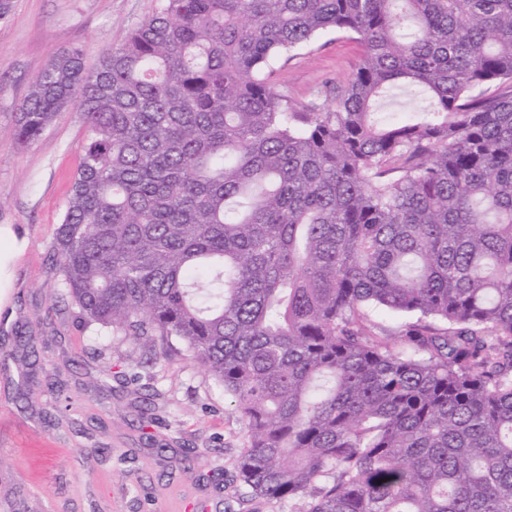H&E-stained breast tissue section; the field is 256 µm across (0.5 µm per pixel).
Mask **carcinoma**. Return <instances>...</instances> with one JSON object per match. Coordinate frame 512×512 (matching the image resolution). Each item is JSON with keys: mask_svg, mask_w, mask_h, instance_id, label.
Here are the masks:
<instances>
[{"mask_svg": "<svg viewBox=\"0 0 512 512\" xmlns=\"http://www.w3.org/2000/svg\"><path fill=\"white\" fill-rule=\"evenodd\" d=\"M334 106L273 80L327 31ZM82 112L52 252L84 326L180 339L292 512H512V0H161L16 118ZM405 316L392 333L374 312Z\"/></svg>", "mask_w": 512, "mask_h": 512, "instance_id": "1", "label": "carcinoma"}]
</instances>
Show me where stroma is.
I'll return each instance as SVG.
<instances>
[{
  "mask_svg": "<svg viewBox=\"0 0 512 512\" xmlns=\"http://www.w3.org/2000/svg\"><path fill=\"white\" fill-rule=\"evenodd\" d=\"M11 3L0 19V225L25 248L0 303V512H291L238 481L245 423L182 342L151 351L80 326L70 303H48L59 289L51 244L86 127L70 108L23 144L17 109L57 50L82 47L94 67L160 0ZM361 55L351 36L326 31L282 60L274 79L293 111L328 107ZM20 330L33 359L15 352Z\"/></svg>",
  "mask_w": 512,
  "mask_h": 512,
  "instance_id": "35a3bbf8",
  "label": "stroma"
}]
</instances>
